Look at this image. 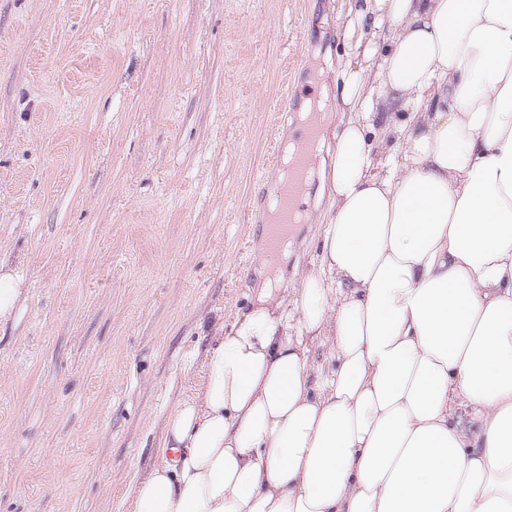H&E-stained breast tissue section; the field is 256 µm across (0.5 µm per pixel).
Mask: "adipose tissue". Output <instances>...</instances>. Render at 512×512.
I'll use <instances>...</instances> for the list:
<instances>
[{
	"label": "adipose tissue",
	"mask_w": 512,
	"mask_h": 512,
	"mask_svg": "<svg viewBox=\"0 0 512 512\" xmlns=\"http://www.w3.org/2000/svg\"><path fill=\"white\" fill-rule=\"evenodd\" d=\"M342 39L319 260L215 328L134 512H512V0Z\"/></svg>",
	"instance_id": "1"
}]
</instances>
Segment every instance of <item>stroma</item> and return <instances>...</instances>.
Instances as JSON below:
<instances>
[{
    "label": "stroma",
    "mask_w": 512,
    "mask_h": 512,
    "mask_svg": "<svg viewBox=\"0 0 512 512\" xmlns=\"http://www.w3.org/2000/svg\"><path fill=\"white\" fill-rule=\"evenodd\" d=\"M355 0H0V512H133L250 258L276 144L333 96ZM284 274L316 262L320 173ZM25 281L17 269L0 262V323L15 314L17 303L25 292Z\"/></svg>",
    "instance_id": "1"
}]
</instances>
